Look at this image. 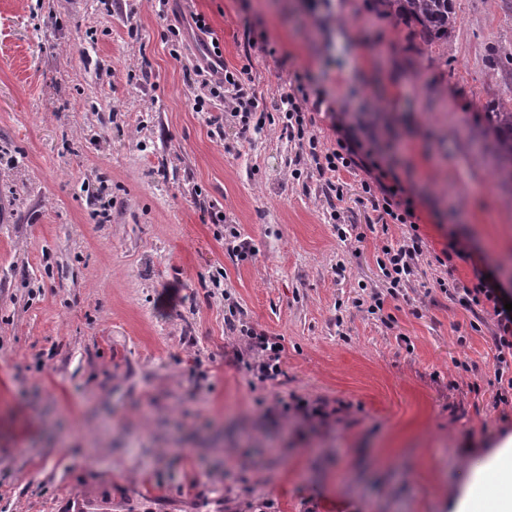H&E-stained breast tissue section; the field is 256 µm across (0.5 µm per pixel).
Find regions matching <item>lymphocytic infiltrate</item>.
<instances>
[{
	"instance_id": "obj_1",
	"label": "lymphocytic infiltrate",
	"mask_w": 512,
	"mask_h": 512,
	"mask_svg": "<svg viewBox=\"0 0 512 512\" xmlns=\"http://www.w3.org/2000/svg\"><path fill=\"white\" fill-rule=\"evenodd\" d=\"M192 82L201 93L196 96L193 108L204 111L209 98L223 97L225 89H232L230 115L236 118L243 132L261 131L272 122L274 112H281L286 122L285 131L290 137L306 140L309 153L319 174L328 178L327 185L336 200H343L345 183L341 172L362 171L361 199L371 205L376 223L403 224L408 228L403 240L383 247L378 266L388 283L386 296H374L371 311L382 310L385 298H398L405 291L425 243L418 232L414 195L398 175L394 162L375 137H360L348 113L330 112L331 127L336 135L335 148L319 150L317 135L309 134L326 101L324 91L305 84L303 76H296L288 88L283 89L274 105H267L250 91L242 75L229 71L224 65V55L219 40H212L206 55L192 67ZM440 290L464 310L473 314L487 313L495 326L494 340L497 351L494 380L497 384L495 398L506 404L512 402V311L505 302H512V292L495 273L486 268L475 271L472 286H458L453 282L439 281Z\"/></svg>"
}]
</instances>
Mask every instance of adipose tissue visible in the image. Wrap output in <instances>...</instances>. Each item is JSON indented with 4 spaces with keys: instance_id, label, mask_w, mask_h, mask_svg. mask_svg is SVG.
Segmentation results:
<instances>
[{
    "instance_id": "obj_1",
    "label": "adipose tissue",
    "mask_w": 512,
    "mask_h": 512,
    "mask_svg": "<svg viewBox=\"0 0 512 512\" xmlns=\"http://www.w3.org/2000/svg\"><path fill=\"white\" fill-rule=\"evenodd\" d=\"M448 508L449 512H512V434L470 461Z\"/></svg>"
}]
</instances>
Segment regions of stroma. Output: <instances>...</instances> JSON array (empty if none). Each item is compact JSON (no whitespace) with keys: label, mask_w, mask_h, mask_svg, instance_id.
Listing matches in <instances>:
<instances>
[{"label":"stroma","mask_w":512,"mask_h":512,"mask_svg":"<svg viewBox=\"0 0 512 512\" xmlns=\"http://www.w3.org/2000/svg\"><path fill=\"white\" fill-rule=\"evenodd\" d=\"M310 4L0 0V512L92 494L112 512H448L512 431L491 318L436 284L477 264L512 282V187L477 118L512 96L487 68L512 55V10L455 0L430 49L374 0ZM192 13L267 104L307 72L398 146L427 249L388 321L361 300L403 226H369L360 174L332 200L281 123L245 137L222 106L193 110L202 36L184 29L178 58L164 39ZM452 234L468 255L443 266ZM249 329L282 344L276 379L248 371ZM295 397L335 421L282 412Z\"/></svg>","instance_id":"1"}]
</instances>
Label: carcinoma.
Here are the masks:
<instances>
[{"instance_id":"cac0c4a2","label":"carcinoma","mask_w":512,"mask_h":512,"mask_svg":"<svg viewBox=\"0 0 512 512\" xmlns=\"http://www.w3.org/2000/svg\"><path fill=\"white\" fill-rule=\"evenodd\" d=\"M379 10L410 28L424 45H445L455 29L454 0H375ZM484 131L492 136L497 175L512 183V97L487 103L479 113Z\"/></svg>"}]
</instances>
